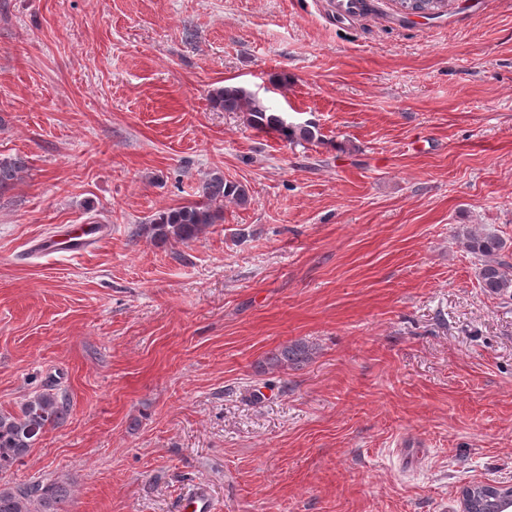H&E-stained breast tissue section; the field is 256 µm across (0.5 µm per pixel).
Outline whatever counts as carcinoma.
<instances>
[{
  "label": "carcinoma",
  "mask_w": 512,
  "mask_h": 512,
  "mask_svg": "<svg viewBox=\"0 0 512 512\" xmlns=\"http://www.w3.org/2000/svg\"><path fill=\"white\" fill-rule=\"evenodd\" d=\"M401 10L426 11V18L448 14L447 0H398ZM213 108L224 112H244L250 125L257 130H273L291 143L310 142L315 138L314 126L290 124L280 114L271 111L251 91L227 85L216 88L210 95ZM27 168L21 157L0 158V194L10 189ZM238 206L250 202L246 186L224 179L214 173L199 188V200L187 205L167 208L155 213L146 224L135 227L134 235L146 236L158 245L171 241L188 244L211 226L224 221V201ZM468 251L480 262L478 280L489 295L512 296V274L504 255L506 243L491 231H476L463 224L456 231ZM317 348L302 341L283 345L268 353L264 371H286L312 361ZM68 415L65 396L41 392L23 403L16 412L0 410V472L22 462L48 426L64 422ZM68 490L58 483L35 480L0 487V512H66Z\"/></svg>",
  "instance_id": "1"
}]
</instances>
